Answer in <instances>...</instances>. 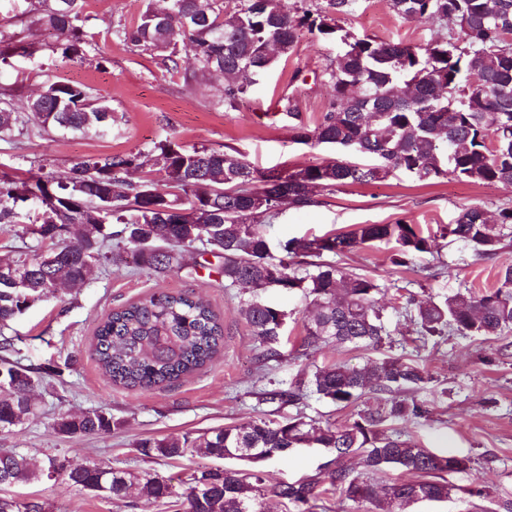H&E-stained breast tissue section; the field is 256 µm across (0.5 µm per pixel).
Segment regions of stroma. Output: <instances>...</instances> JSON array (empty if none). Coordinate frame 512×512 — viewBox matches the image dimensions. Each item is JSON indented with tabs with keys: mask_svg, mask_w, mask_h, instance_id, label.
<instances>
[{
	"mask_svg": "<svg viewBox=\"0 0 512 512\" xmlns=\"http://www.w3.org/2000/svg\"><path fill=\"white\" fill-rule=\"evenodd\" d=\"M37 5V0H0V39L29 49L28 54L0 63V98L11 99L20 110L39 87L65 79L110 100L122 120L101 137L33 130L0 140V175L23 179L30 168L40 166L62 178L81 159L126 154L139 158V168L130 172L137 180L153 170L150 152L155 142L166 138L188 149L207 146L232 153L261 171L331 157L329 149L294 140L281 106L292 100L309 123L325 111L329 95L323 72L337 44L300 37L293 52L278 58L235 109L227 110L220 103L222 78H193L189 47H180L179 67L173 72L157 57L116 38V29L132 25L145 0H85L87 28L94 38L83 60L74 62L63 59L55 32L38 22ZM343 25L358 37L414 44L426 43L433 33L428 22L396 15L388 0H358ZM473 203L493 213L498 206L512 205V193L450 177L421 181L399 173L342 187L308 210L283 207L264 231L278 241L400 220L433 230L451 223L463 206ZM392 254L391 245L378 242L335 259L338 266L369 276L381 286L377 300L387 311L390 336L380 350L306 348L304 326L314 312L310 298L270 288L264 299L288 313L280 354L274 358L265 356L239 315L248 289L225 287L223 260L214 253L190 250L187 268L163 274L134 268L127 256L111 261L82 286L45 298L10 322L6 336L14 338L23 364L37 368L42 383L35 392L36 416L0 435V448L18 449L40 462L52 457L69 465L101 461L131 470L149 468L182 490L190 474L206 466V458L150 460L138 454L135 442L296 415L343 427L355 419L356 407H339L314 395L299 405L279 406L265 402L263 394L287 388L321 366H360L379 357L403 356L425 365L446 394L438 401L431 392H418L417 400L430 404L431 415L397 423V430L433 452L473 458L465 472L447 474L448 483L487 490L480 507L502 512L501 501L512 499V345L448 335L420 347L413 324L398 308L408 295L426 302L466 288H495L499 267L512 261V240L485 260L475 259L469 248L448 237L435 238L431 252L417 257L409 268L393 265ZM436 263L442 264V274L423 280L421 267ZM158 290L208 301L224 324V348L202 370L169 386L113 384L96 360L95 332L113 309ZM91 410L112 414L121 420V428L105 436L66 437L55 431L54 423L62 415ZM324 460L319 450L309 449L267 462L265 468L271 482H294L313 474ZM0 496L39 499L48 502L52 512H134L129 500L50 481L0 487Z\"/></svg>",
	"mask_w": 512,
	"mask_h": 512,
	"instance_id": "stroma-1",
	"label": "stroma"
}]
</instances>
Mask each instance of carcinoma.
<instances>
[{"instance_id": "cac0c4a2", "label": "carcinoma", "mask_w": 512, "mask_h": 512, "mask_svg": "<svg viewBox=\"0 0 512 512\" xmlns=\"http://www.w3.org/2000/svg\"><path fill=\"white\" fill-rule=\"evenodd\" d=\"M38 21L61 38L62 54L80 56L92 34L86 30L82 0H41ZM196 0H168V15L160 20L147 3L130 27L118 31L123 41L154 52L178 68V46L194 52L197 73L205 75L223 64L224 108L232 110L252 82L241 77L264 73L255 62L272 65L295 46L305 28L317 40L341 44L325 69L330 102L312 125L291 103L284 115L294 139L310 146L334 147L341 156L283 172L261 173L240 157L206 146L183 149L169 140L154 145L158 170L180 176L158 184L132 181L128 171L136 157H89L70 169L63 180L32 172L24 180L0 176V224L19 216L16 194L25 188L41 193L35 206L40 223L25 232L47 249L33 256L20 254L0 260V328L9 326L31 304L58 291L64 283L89 280L109 259V241L118 251L129 250L149 270L183 268L184 251L198 244L224 257L227 287L252 289L240 313L269 357L279 355L285 313L265 301L266 281L278 279L284 289H299L312 297L316 312L305 325L304 345L325 344L378 350L390 336L384 309L375 295L380 285L353 274L324 255L341 256L374 242L394 244L392 262L407 266L432 247L431 235L417 224H360L345 232L312 238H291L271 244L263 226L280 214L278 199L307 209L321 204L318 193H334L354 184L381 181L403 172L418 179L451 177L460 182L499 185L512 191V0H389L405 19H424L436 27L426 44L357 38L341 26L356 0H327L323 9L292 15L281 0H207L205 24L185 26ZM476 84H461L462 75ZM118 116L109 100L94 97L82 84L57 80L18 112L0 99V139L28 128L103 136ZM459 150L455 166L448 152ZM164 191L179 208L207 202L209 223L188 224L176 214L156 209L154 191ZM261 195L270 207L254 211ZM118 224L121 229L107 231ZM477 256L497 253L512 238V206L498 209L496 220L480 204L460 209L454 223L443 229ZM298 258H312V270L300 276ZM404 314L415 326L416 341L425 344L454 332L459 336L508 339L512 334V263L498 271V285L482 292H458L440 301H407ZM224 345V328L208 304L189 294L158 291L136 303L115 309L99 326L95 353L113 383L151 388L170 385L212 361ZM434 382L418 363L398 356L372 360L362 367L336 363L317 367L307 379L286 389L265 392V400L295 405L314 394L338 406L355 405L367 391L414 392ZM35 371L18 359L0 358V434L9 433L35 413ZM429 409L418 400L391 398L366 406L348 426H316L300 416L283 422L252 420L214 429L196 437L146 438L136 448L147 458L178 459L197 454L213 460H234L239 468L205 467L191 475L185 491L150 469L128 470L93 464L64 467L49 460L39 466L12 448L0 458V486L44 480V473L61 472V483L109 499L123 500L137 489L132 507L148 512L165 500L181 501L184 512H265L266 495L307 506L340 493L364 512H406L419 501H444L451 487L443 478L461 471L469 457L438 455L389 426L424 418ZM121 421L102 411L60 417L56 431L64 436L108 435ZM302 448H322L329 459L307 479L267 487L263 464L286 458ZM359 458L368 474L390 468L417 476L383 489L352 475L349 462ZM0 512H50L46 502L0 497Z\"/></svg>"}]
</instances>
